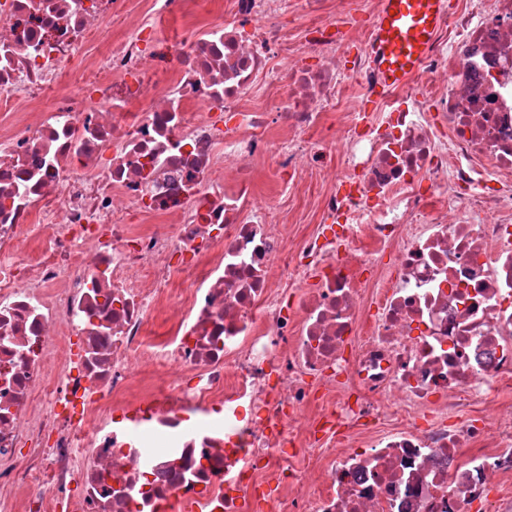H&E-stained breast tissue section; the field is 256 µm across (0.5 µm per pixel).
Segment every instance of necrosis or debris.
<instances>
[{
	"instance_id": "obj_1",
	"label": "necrosis or debris",
	"mask_w": 512,
	"mask_h": 512,
	"mask_svg": "<svg viewBox=\"0 0 512 512\" xmlns=\"http://www.w3.org/2000/svg\"><path fill=\"white\" fill-rule=\"evenodd\" d=\"M326 3L298 41L283 0H0V512H469L512 479V411L448 419L512 380V0L313 142L349 74L374 93ZM255 159L323 174L311 233Z\"/></svg>"
}]
</instances>
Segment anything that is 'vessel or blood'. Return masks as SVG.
<instances>
[{
  "label": "vessel or blood",
  "instance_id": "1",
  "mask_svg": "<svg viewBox=\"0 0 512 512\" xmlns=\"http://www.w3.org/2000/svg\"><path fill=\"white\" fill-rule=\"evenodd\" d=\"M448 9L447 0H382L365 47L380 89L403 88L419 72Z\"/></svg>",
  "mask_w": 512,
  "mask_h": 512
}]
</instances>
